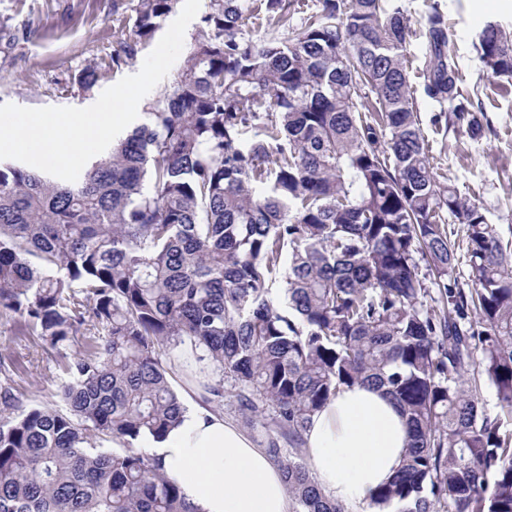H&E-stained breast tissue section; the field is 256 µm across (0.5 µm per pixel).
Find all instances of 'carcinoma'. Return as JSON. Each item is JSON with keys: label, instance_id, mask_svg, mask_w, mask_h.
I'll return each instance as SVG.
<instances>
[{"label": "carcinoma", "instance_id": "carcinoma-1", "mask_svg": "<svg viewBox=\"0 0 512 512\" xmlns=\"http://www.w3.org/2000/svg\"><path fill=\"white\" fill-rule=\"evenodd\" d=\"M174 4L137 0L112 64ZM304 6L210 0L148 122L76 181L0 161V314L65 375L62 409L24 408L13 378L0 384V512H198L140 446L180 420L177 377L206 405L231 378L251 423L273 409L267 450L292 512H350L316 481L304 435L359 383L385 389L409 424L375 512H512V248L434 173L406 67L417 35L425 96L450 106L455 131L482 134L448 14L430 4L415 32L404 0ZM474 48L512 82L511 31L488 21ZM460 249L466 288L452 277Z\"/></svg>", "mask_w": 512, "mask_h": 512}]
</instances>
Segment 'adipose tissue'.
Here are the masks:
<instances>
[{
	"label": "adipose tissue",
	"instance_id": "adipose-tissue-1",
	"mask_svg": "<svg viewBox=\"0 0 512 512\" xmlns=\"http://www.w3.org/2000/svg\"><path fill=\"white\" fill-rule=\"evenodd\" d=\"M195 393L184 389L180 423L149 444L165 476L200 512H290L281 465L223 413L196 402ZM408 435L385 391L356 385L314 415L304 448L325 493L355 508L394 477Z\"/></svg>",
	"mask_w": 512,
	"mask_h": 512
}]
</instances>
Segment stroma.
I'll return each instance as SVG.
<instances>
[{
  "label": "stroma",
  "mask_w": 512,
  "mask_h": 512,
  "mask_svg": "<svg viewBox=\"0 0 512 512\" xmlns=\"http://www.w3.org/2000/svg\"><path fill=\"white\" fill-rule=\"evenodd\" d=\"M448 13L449 49L464 92L481 106L486 127L479 140L458 132L436 134L440 107L423 92L425 47L412 38L407 67L438 176L481 205L499 237L512 243V85L500 87L486 72L473 42L485 21L512 29V0H441ZM134 0H0V104L27 108L87 107L107 87L136 74L154 41L138 45L132 59L113 67L112 55L127 31L116 17L134 14ZM89 65L100 68L91 89L78 83ZM11 354L17 395L23 405H59L62 372L55 352L38 337L23 334L17 320L0 315V353Z\"/></svg>",
  "instance_id": "1"
}]
</instances>
